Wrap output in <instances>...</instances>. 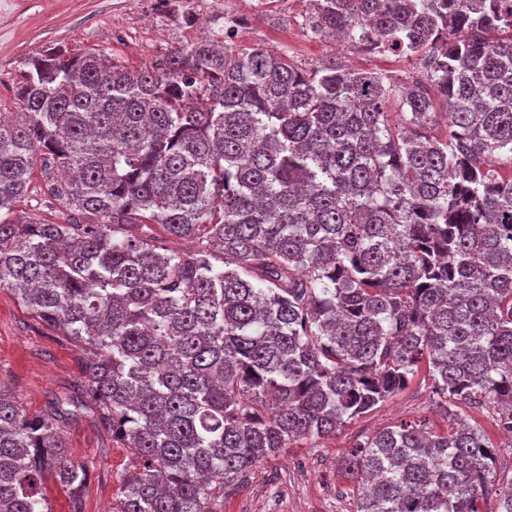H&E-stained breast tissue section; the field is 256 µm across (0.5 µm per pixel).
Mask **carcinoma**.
Listing matches in <instances>:
<instances>
[{"label": "carcinoma", "instance_id": "carcinoma-1", "mask_svg": "<svg viewBox=\"0 0 512 512\" xmlns=\"http://www.w3.org/2000/svg\"><path fill=\"white\" fill-rule=\"evenodd\" d=\"M311 4L320 35L430 58L427 82L217 39L143 67L27 59L0 122V289L87 358L38 415L0 390V512H51L49 476L79 500L62 427L85 416L135 452L112 512H212L423 365L447 429L347 450L355 512H488L496 445L454 407L493 404L512 435V0ZM39 162L62 222L14 217Z\"/></svg>", "mask_w": 512, "mask_h": 512}]
</instances>
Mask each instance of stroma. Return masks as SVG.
<instances>
[{
    "label": "stroma",
    "mask_w": 512,
    "mask_h": 512,
    "mask_svg": "<svg viewBox=\"0 0 512 512\" xmlns=\"http://www.w3.org/2000/svg\"><path fill=\"white\" fill-rule=\"evenodd\" d=\"M306 0H0V112H16L15 89L25 62L50 47L72 52L98 50L130 66L158 58L196 41L198 33L224 37V14L242 24L231 42L237 48L263 46L302 69L329 54L366 71L411 83L419 73L391 54L366 53L348 44L312 36L304 16ZM81 354L73 342L47 328L16 297L0 291V390L31 414L45 410L54 394L78 385ZM497 445L495 476L512 481V440L495 426L493 409L462 407ZM447 424L426 375L376 409L341 428L335 437L303 440L265 457L247 477L226 486L213 512H354L349 485L339 470L342 453L364 435L402 420ZM63 436L74 461L87 465L81 512H111L121 475L134 458L112 444L89 418L66 426Z\"/></svg>",
    "instance_id": "obj_1"
}]
</instances>
